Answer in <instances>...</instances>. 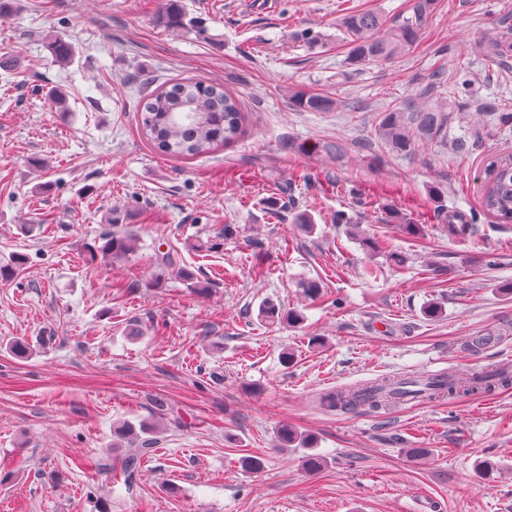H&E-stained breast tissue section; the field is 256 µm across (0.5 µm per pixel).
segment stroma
<instances>
[{
	"instance_id": "35a3bbf8",
	"label": "stroma",
	"mask_w": 512,
	"mask_h": 512,
	"mask_svg": "<svg viewBox=\"0 0 512 512\" xmlns=\"http://www.w3.org/2000/svg\"><path fill=\"white\" fill-rule=\"evenodd\" d=\"M499 3L438 0L415 49L355 71L342 9L397 19L411 0H179L178 29L156 21L167 0H7L0 56L17 66L0 68V264H26L0 279V512H512V388L386 411L316 401L383 376L512 374V224L483 218L459 235L433 201L439 188L449 212L478 209L483 163L512 149V128L469 111L454 127L476 146L466 157L432 141L396 156L375 137L438 53H468L477 101H512V82L470 51ZM305 28L319 46L298 40ZM58 37L72 59L52 53ZM177 78L238 94L241 137L159 154L139 105L146 84ZM298 89L344 106L295 111ZM336 139L343 162L308 150ZM113 222L133 228L135 252L85 261ZM308 279L320 298L304 295ZM267 299L303 322L261 321ZM123 421L158 427L130 486L112 445ZM286 425L314 438L321 470L276 450ZM252 455L260 470L243 467ZM484 459L498 469L479 470Z\"/></svg>"
}]
</instances>
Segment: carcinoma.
<instances>
[{
    "label": "carcinoma",
    "mask_w": 512,
    "mask_h": 512,
    "mask_svg": "<svg viewBox=\"0 0 512 512\" xmlns=\"http://www.w3.org/2000/svg\"><path fill=\"white\" fill-rule=\"evenodd\" d=\"M438 0H412L410 15L391 22L376 10H351L339 17L338 26L347 45L346 64L357 70L371 62L393 63L415 47L427 22L436 11ZM484 64L497 74L509 71L512 63V10L496 13L492 32L477 42ZM468 63L458 62L455 73H448L447 62L437 60L429 68L427 79L433 87H448V101L432 103L423 97H409L378 114L376 135L385 148L397 156H410L422 140L444 143L457 156L474 150V143L451 134L453 124L469 106L466 90L470 80L465 78ZM288 103L299 112H330L341 103L323 92L297 91ZM493 121L500 127L512 126V104L487 105ZM243 116L239 99L224 91L219 83L178 81L153 91L144 97L141 109L142 133L159 151L173 156H201L220 145L236 140L242 131ZM308 151H323L341 160L346 152L344 143L313 144ZM481 207L483 213L499 224H512V152H498L489 158L484 171ZM136 236L130 231L109 230L104 234L101 252L115 259H124L134 250ZM260 316L267 322L298 324L300 313L286 311L272 300L266 301ZM512 377L497 372L489 376L439 377L423 380L386 376L356 389L328 392L319 397L322 405L343 412L366 408L378 410L388 404L410 398L435 397L476 392H491L507 387ZM151 424L140 425L143 437L126 442L135 427L124 422L114 427L117 441L112 447L127 443L122 465L126 482L139 475L142 462L153 454L155 444L150 434ZM277 447L304 450L303 465L316 471L326 463L325 458L312 452L311 437L283 429L278 434Z\"/></svg>",
    "instance_id": "carcinoma-1"
}]
</instances>
